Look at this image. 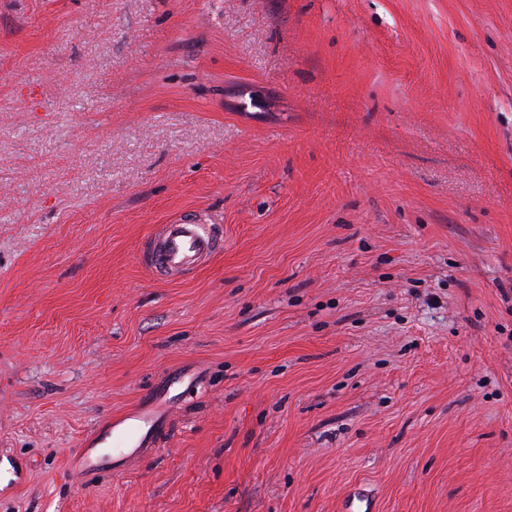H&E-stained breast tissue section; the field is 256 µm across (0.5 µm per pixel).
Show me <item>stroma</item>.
Instances as JSON below:
<instances>
[{"instance_id":"obj_1","label":"stroma","mask_w":512,"mask_h":512,"mask_svg":"<svg viewBox=\"0 0 512 512\" xmlns=\"http://www.w3.org/2000/svg\"><path fill=\"white\" fill-rule=\"evenodd\" d=\"M1 460L0 512H512V0H0ZM223 249L222 231L185 215L171 224H161L141 255L143 264L153 272L175 278L197 269ZM160 418L151 409H143L133 416L111 418L103 426L96 429L90 436L83 439L74 448L70 457V468L76 474L86 477L95 474L108 465L106 455L100 451L104 445L112 443L136 445L129 455H139L143 452L142 432L151 430L158 425ZM146 432V434H147Z\"/></svg>"}]
</instances>
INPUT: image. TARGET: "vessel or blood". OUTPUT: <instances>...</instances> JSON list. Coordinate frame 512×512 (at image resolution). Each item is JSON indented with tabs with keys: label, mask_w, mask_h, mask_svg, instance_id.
Masks as SVG:
<instances>
[{
	"label": "vessel or blood",
	"mask_w": 512,
	"mask_h": 512,
	"mask_svg": "<svg viewBox=\"0 0 512 512\" xmlns=\"http://www.w3.org/2000/svg\"><path fill=\"white\" fill-rule=\"evenodd\" d=\"M223 248L224 236L216 226L185 215L160 225L143 247L142 262L160 276L175 278L197 269ZM158 422L156 412L151 409L110 419L74 448L71 470L82 476L97 473L108 465L102 452L104 446L142 445L143 431L153 429Z\"/></svg>",
	"instance_id": "vessel-or-blood-1"
}]
</instances>
